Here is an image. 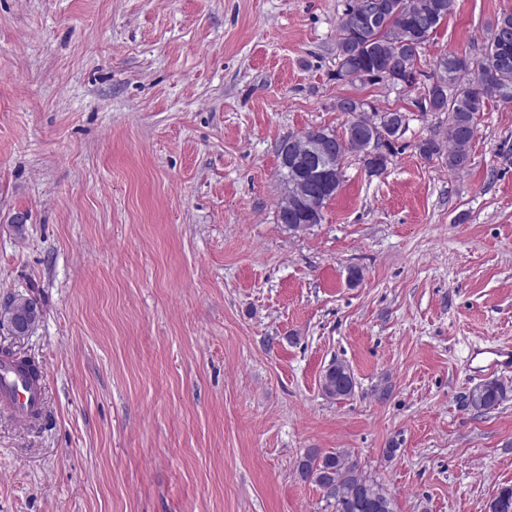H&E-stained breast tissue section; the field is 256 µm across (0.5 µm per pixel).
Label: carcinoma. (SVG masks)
Returning a JSON list of instances; mask_svg holds the SVG:
<instances>
[{
    "instance_id": "carcinoma-1",
    "label": "carcinoma",
    "mask_w": 512,
    "mask_h": 512,
    "mask_svg": "<svg viewBox=\"0 0 512 512\" xmlns=\"http://www.w3.org/2000/svg\"><path fill=\"white\" fill-rule=\"evenodd\" d=\"M360 0H346L336 26V75L354 73L374 75L377 82L409 88L408 80L419 57V49L437 32L448 16L453 0H382L384 16L377 28L365 31L357 27L354 13ZM427 80L424 93L415 100L421 114L447 115L445 138L435 133L418 145L425 159L445 157L448 171L460 173L471 164V147L477 133V118L488 101L512 102V12L495 20L492 36L483 57L477 62L453 52L442 54L433 71L420 72ZM349 99H343L339 111L347 116L339 133L336 153L339 165L345 156L355 153L365 169L374 164L368 133L378 121V113L347 111ZM350 367L332 361L323 370L320 387L330 400H344L355 394L356 382L349 376ZM512 396V385L489 380L474 386L468 406L486 412ZM297 472L322 492L327 506L334 512H395L389 491L368 476L343 450L323 451L308 448L297 460ZM487 512H512V486L500 489L488 504Z\"/></svg>"
}]
</instances>
